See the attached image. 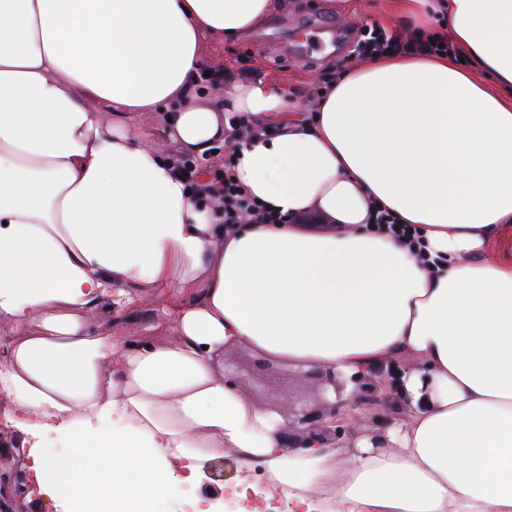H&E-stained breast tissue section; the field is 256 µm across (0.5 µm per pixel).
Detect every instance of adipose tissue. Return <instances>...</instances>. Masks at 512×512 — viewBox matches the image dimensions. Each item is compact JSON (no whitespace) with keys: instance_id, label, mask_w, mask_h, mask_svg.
<instances>
[{"instance_id":"ef3b65f1","label":"adipose tissue","mask_w":512,"mask_h":512,"mask_svg":"<svg viewBox=\"0 0 512 512\" xmlns=\"http://www.w3.org/2000/svg\"><path fill=\"white\" fill-rule=\"evenodd\" d=\"M445 56H373L318 112L254 74L197 104L202 35L248 33L281 0H0V399L65 512H164L171 461L233 454L305 512H512V0H398ZM210 157L230 115L255 121L231 177L279 215L225 225L175 160L129 133ZM387 212L408 246L372 227ZM315 213L332 229L311 232ZM168 341H129L143 298ZM246 345L344 379L389 358L410 408L382 447L299 448L280 417L225 382Z\"/></svg>"}]
</instances>
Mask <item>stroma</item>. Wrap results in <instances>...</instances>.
<instances>
[{
    "instance_id": "obj_1",
    "label": "stroma",
    "mask_w": 512,
    "mask_h": 512,
    "mask_svg": "<svg viewBox=\"0 0 512 512\" xmlns=\"http://www.w3.org/2000/svg\"><path fill=\"white\" fill-rule=\"evenodd\" d=\"M372 23L390 29L399 26L394 0H347L346 8L334 0H291L266 17L234 43L207 36L202 52L209 65H222L225 83L260 73L275 84L287 86L303 111L318 103L327 78L342 69L361 65L354 49L360 29ZM163 299L147 301L136 314L133 339L165 340L172 334L162 312ZM226 378L246 379L252 399L263 406L317 405L315 369H302L248 347L225 350ZM0 512H52L49 499L28 496L20 488L13 466L0 467Z\"/></svg>"
}]
</instances>
